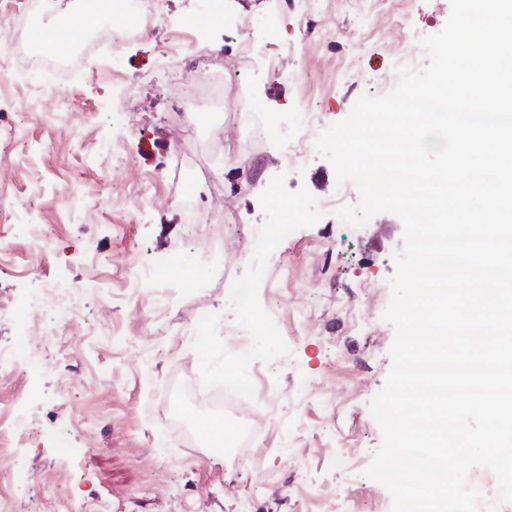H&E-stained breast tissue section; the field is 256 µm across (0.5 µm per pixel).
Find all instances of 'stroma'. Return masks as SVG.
<instances>
[{"mask_svg": "<svg viewBox=\"0 0 512 512\" xmlns=\"http://www.w3.org/2000/svg\"><path fill=\"white\" fill-rule=\"evenodd\" d=\"M220 4L222 23L188 31L205 0H163L166 26L46 97L44 76L0 51V119L13 127L0 141V350L13 355L0 362V424L21 407L34 432L12 451V512H322L333 499L344 512H392L364 472L383 441L370 402L393 365L384 313L404 227L389 212L340 223L327 200L355 207L361 195L337 184L315 144L361 94L397 87L392 17L416 34L406 51L419 70V41L444 28L450 0ZM176 42L222 58L227 111H175L172 83L186 72L161 48ZM288 142L306 148L291 166ZM207 182L236 211L190 225L177 198ZM104 192L108 205L86 211ZM281 199L298 220L278 245L255 247ZM29 224L45 225L42 250ZM144 266L166 282L138 276ZM56 280L81 289L84 317L49 343L44 288ZM203 327L221 340L219 362L195 351ZM221 363L267 397L260 467L217 454L198 428L211 410L174 392L221 382Z\"/></svg>", "mask_w": 512, "mask_h": 512, "instance_id": "35a3bbf8", "label": "stroma"}]
</instances>
